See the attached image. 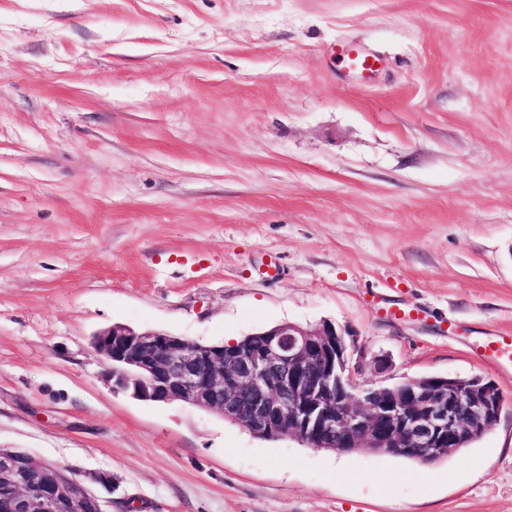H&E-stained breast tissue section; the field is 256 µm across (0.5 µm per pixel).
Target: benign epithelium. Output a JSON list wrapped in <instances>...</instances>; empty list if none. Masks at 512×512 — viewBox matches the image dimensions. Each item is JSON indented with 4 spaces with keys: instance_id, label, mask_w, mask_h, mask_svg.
<instances>
[{
    "instance_id": "7a95c632",
    "label": "benign epithelium",
    "mask_w": 512,
    "mask_h": 512,
    "mask_svg": "<svg viewBox=\"0 0 512 512\" xmlns=\"http://www.w3.org/2000/svg\"><path fill=\"white\" fill-rule=\"evenodd\" d=\"M257 345L201 344L115 324L93 337L112 389L142 401H181L268 437L311 448L452 451L500 416L491 380L460 387L442 377L409 387L361 388L350 376L345 334L329 323H284ZM104 498L73 469L36 464L0 448V512H77Z\"/></svg>"
}]
</instances>
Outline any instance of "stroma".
Returning <instances> with one entry per match:
<instances>
[{
    "label": "stroma",
    "mask_w": 512,
    "mask_h": 512,
    "mask_svg": "<svg viewBox=\"0 0 512 512\" xmlns=\"http://www.w3.org/2000/svg\"><path fill=\"white\" fill-rule=\"evenodd\" d=\"M379 53L372 81L336 53ZM349 334L362 388L495 381L448 458L113 391L93 333ZM512 0H0V448L112 512H512ZM480 347L486 358L495 362L506 372L512 370V340L503 338L500 341L489 342Z\"/></svg>",
    "instance_id": "35a3bbf8"
}]
</instances>
